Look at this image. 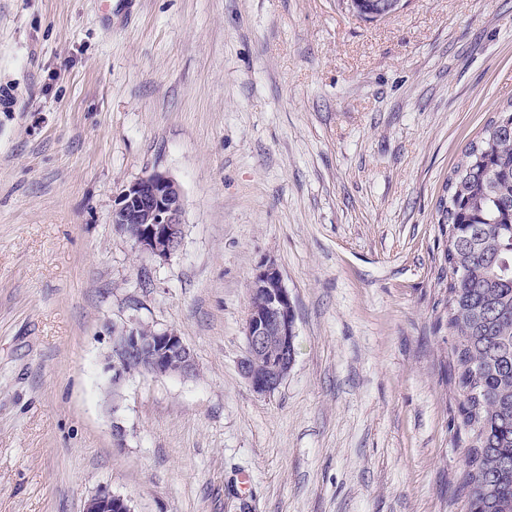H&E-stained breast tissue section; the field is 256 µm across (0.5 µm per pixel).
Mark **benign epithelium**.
Here are the masks:
<instances>
[{"mask_svg":"<svg viewBox=\"0 0 512 512\" xmlns=\"http://www.w3.org/2000/svg\"><path fill=\"white\" fill-rule=\"evenodd\" d=\"M185 199L168 174L154 171L124 186L112 211V224L127 235L138 251L167 259L182 243ZM246 354L240 370L250 388L267 395L279 388L295 361V307L279 268L265 261L249 281ZM141 324L125 325L112 336L108 370L112 384L135 372L153 376H196L190 347L172 330H153L142 337ZM83 512H132L126 499L108 491L91 496Z\"/></svg>","mask_w":512,"mask_h":512,"instance_id":"1","label":"benign epithelium"}]
</instances>
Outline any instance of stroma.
Returning a JSON list of instances; mask_svg holds the SVG:
<instances>
[{
  "label": "stroma",
  "mask_w": 512,
  "mask_h": 512,
  "mask_svg": "<svg viewBox=\"0 0 512 512\" xmlns=\"http://www.w3.org/2000/svg\"><path fill=\"white\" fill-rule=\"evenodd\" d=\"M511 102L512 0H0V512H465L438 203ZM153 171L165 260L112 223ZM267 259L297 355L259 395ZM131 322L197 376L112 386ZM185 199L168 174L154 171L124 186L112 223L138 251L167 259L182 243ZM249 296L240 370L255 393L267 395L279 388L295 361V307L279 268L269 261L254 269ZM83 512H133L126 499L109 491H100L91 496Z\"/></svg>",
  "instance_id": "1"
}]
</instances>
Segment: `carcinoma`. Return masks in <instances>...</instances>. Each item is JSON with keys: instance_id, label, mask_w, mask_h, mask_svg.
Wrapping results in <instances>:
<instances>
[{"instance_id": "1", "label": "carcinoma", "mask_w": 512, "mask_h": 512, "mask_svg": "<svg viewBox=\"0 0 512 512\" xmlns=\"http://www.w3.org/2000/svg\"><path fill=\"white\" fill-rule=\"evenodd\" d=\"M440 200L448 225L450 382L467 512H512V104L471 142Z\"/></svg>"}]
</instances>
